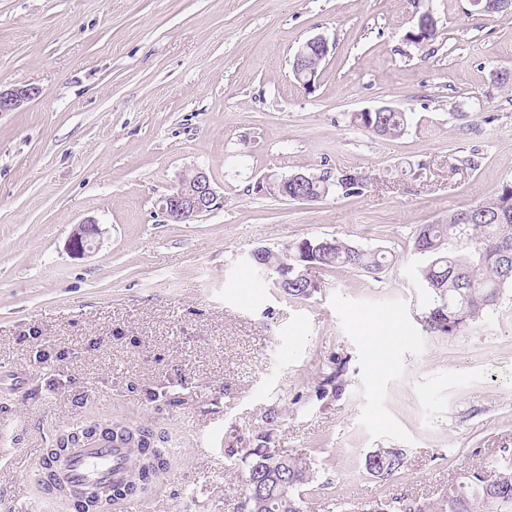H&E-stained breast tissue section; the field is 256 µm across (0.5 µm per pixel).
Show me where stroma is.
I'll list each match as a JSON object with an SVG mask.
<instances>
[{"mask_svg": "<svg viewBox=\"0 0 512 512\" xmlns=\"http://www.w3.org/2000/svg\"><path fill=\"white\" fill-rule=\"evenodd\" d=\"M431 12L435 36L410 40ZM325 36L315 84L291 73ZM512 10L471 0H0V512L46 505L38 462L66 427L164 433L171 465L147 512H240L224 448L276 411L275 447L306 454L309 512L439 498L461 473L512 464V289L453 334L423 326L411 235L512 181ZM406 112L396 137L352 113ZM205 170L224 203L167 224L159 199ZM357 170L361 195L261 191L269 175ZM94 220L84 255L68 239ZM336 238L391 252L376 275L315 271L289 299L251 268L258 246ZM396 335L376 352L364 321ZM344 363L339 396L320 388ZM402 449L393 479L364 468ZM310 47L314 52L318 53L319 57H323V59H326L329 54L328 41L321 35L308 39L294 54L292 72L294 73L297 80L303 85V87L308 89L314 86L316 77L318 75V70L316 68H319L322 62H319L317 65L316 63H313V65L316 67L315 69H310L308 67L309 55L314 53ZM39 90L34 86H15L10 89L0 88V112H17L38 96Z\"/></svg>", "mask_w": 512, "mask_h": 512, "instance_id": "stroma-1", "label": "stroma"}]
</instances>
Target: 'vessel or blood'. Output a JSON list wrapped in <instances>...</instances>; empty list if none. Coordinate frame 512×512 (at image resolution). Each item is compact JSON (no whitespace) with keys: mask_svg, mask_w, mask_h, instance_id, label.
<instances>
[{"mask_svg":"<svg viewBox=\"0 0 512 512\" xmlns=\"http://www.w3.org/2000/svg\"><path fill=\"white\" fill-rule=\"evenodd\" d=\"M132 459L130 449L115 448L108 442L82 441L69 448L56 470L67 490L104 496L113 485L128 479Z\"/></svg>","mask_w":512,"mask_h":512,"instance_id":"obj_1","label":"vessel or blood"}]
</instances>
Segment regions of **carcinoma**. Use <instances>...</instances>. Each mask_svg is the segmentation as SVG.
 Here are the masks:
<instances>
[{
    "mask_svg": "<svg viewBox=\"0 0 512 512\" xmlns=\"http://www.w3.org/2000/svg\"><path fill=\"white\" fill-rule=\"evenodd\" d=\"M357 128L383 137L400 135L407 125L403 112H355ZM365 174L352 170L321 171L305 184L288 183V199L303 195L316 199L334 191L338 195H360L367 187ZM412 250L426 263L418 277L431 293L426 309V328L449 334L478 321L500 301L512 286V183L501 185L482 202L453 211L446 224H422L416 229ZM388 262L380 251L351 246L335 238H304L288 247V253L271 250L251 263L273 268L275 285L289 299H306L316 291L312 279L297 278L300 270L349 267L370 274L379 273ZM345 366H337L326 378L321 394L338 396L343 390ZM277 414L265 415V427L255 431L248 446L224 449V459L245 469L248 493L241 512H307L302 488L315 477L311 457L289 455L275 447L269 426ZM141 448L135 449L133 472L142 485L123 483L112 487L111 501L146 494L170 465L168 438L145 428ZM365 469L372 476L388 480L404 465L396 448H378L365 457ZM358 512H512V466L500 469L489 480L473 471L450 485L436 500L379 499L364 503Z\"/></svg>",
    "mask_w": 512,
    "mask_h": 512,
    "instance_id": "obj_1",
    "label": "carcinoma"
}]
</instances>
